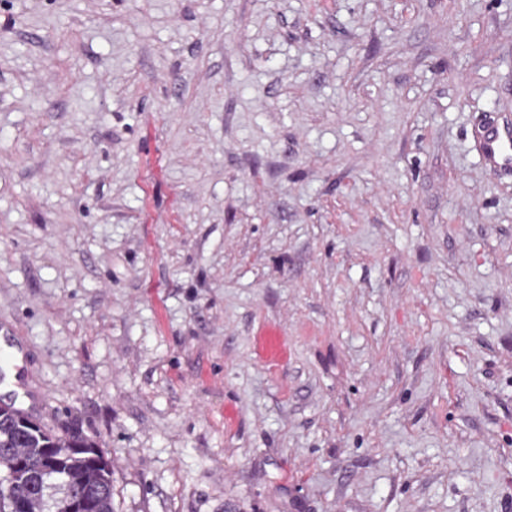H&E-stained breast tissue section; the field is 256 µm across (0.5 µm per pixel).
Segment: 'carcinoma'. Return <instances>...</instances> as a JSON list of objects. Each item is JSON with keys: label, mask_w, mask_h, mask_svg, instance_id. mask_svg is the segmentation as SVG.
Masks as SVG:
<instances>
[{"label": "carcinoma", "mask_w": 512, "mask_h": 512, "mask_svg": "<svg viewBox=\"0 0 512 512\" xmlns=\"http://www.w3.org/2000/svg\"><path fill=\"white\" fill-rule=\"evenodd\" d=\"M78 430L59 434L11 408H0V512L20 495L27 512H66L78 492L93 494V512H114L112 463Z\"/></svg>", "instance_id": "obj_1"}]
</instances>
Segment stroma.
<instances>
[{"instance_id": "stroma-1", "label": "stroma", "mask_w": 512, "mask_h": 512, "mask_svg": "<svg viewBox=\"0 0 512 512\" xmlns=\"http://www.w3.org/2000/svg\"><path fill=\"white\" fill-rule=\"evenodd\" d=\"M512 0H0V327L116 512H512ZM478 149L496 173L512 172V120L490 121L478 130Z\"/></svg>"}]
</instances>
